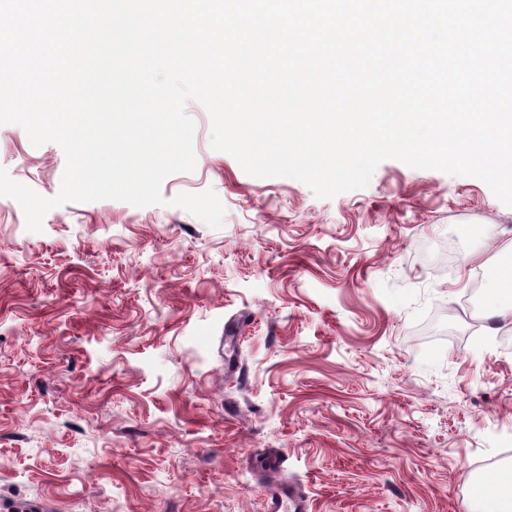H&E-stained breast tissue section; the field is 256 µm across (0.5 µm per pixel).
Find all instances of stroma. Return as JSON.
<instances>
[{
  "label": "stroma",
  "instance_id": "obj_1",
  "mask_svg": "<svg viewBox=\"0 0 512 512\" xmlns=\"http://www.w3.org/2000/svg\"><path fill=\"white\" fill-rule=\"evenodd\" d=\"M185 112L196 168L165 179L167 205L69 202L35 233L0 196V500L262 512L274 451L310 512H469L512 467V319L463 305L512 277V207L397 160L320 199L248 175ZM65 163L0 125L15 181L55 197ZM208 189L218 229L170 203Z\"/></svg>",
  "mask_w": 512,
  "mask_h": 512
}]
</instances>
